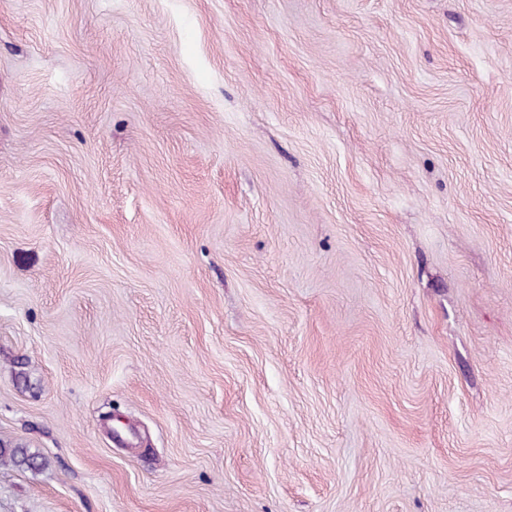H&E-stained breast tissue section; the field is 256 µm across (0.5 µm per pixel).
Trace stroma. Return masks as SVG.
Wrapping results in <instances>:
<instances>
[{
  "label": "stroma",
  "instance_id": "stroma-1",
  "mask_svg": "<svg viewBox=\"0 0 512 512\" xmlns=\"http://www.w3.org/2000/svg\"><path fill=\"white\" fill-rule=\"evenodd\" d=\"M0 512H512V0H0ZM1 458H8L11 463L19 467L36 468L40 465L38 463L39 455L30 452L29 448L19 445L14 448H2L0 446Z\"/></svg>",
  "mask_w": 512,
  "mask_h": 512
}]
</instances>
